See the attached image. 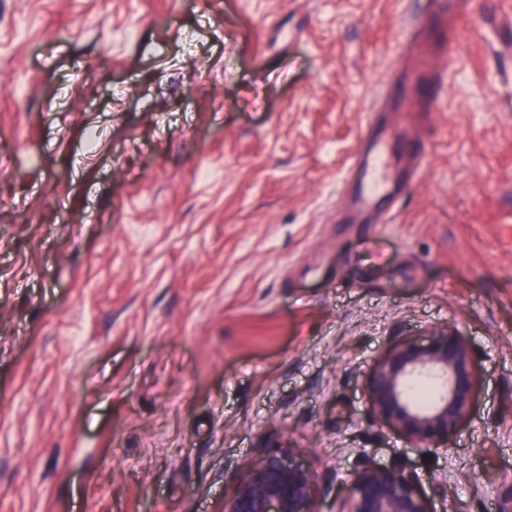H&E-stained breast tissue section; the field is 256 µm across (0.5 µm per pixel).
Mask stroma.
Wrapping results in <instances>:
<instances>
[{
    "label": "stroma",
    "mask_w": 512,
    "mask_h": 512,
    "mask_svg": "<svg viewBox=\"0 0 512 512\" xmlns=\"http://www.w3.org/2000/svg\"><path fill=\"white\" fill-rule=\"evenodd\" d=\"M416 0H0V512H224L292 449L317 512L365 464L512 512V0L452 28L421 176L340 224ZM459 332L448 450L377 422L398 341Z\"/></svg>",
    "instance_id": "stroma-1"
}]
</instances>
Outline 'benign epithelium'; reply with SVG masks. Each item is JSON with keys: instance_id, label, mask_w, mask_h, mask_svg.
Wrapping results in <instances>:
<instances>
[{"instance_id": "obj_1", "label": "benign epithelium", "mask_w": 512, "mask_h": 512, "mask_svg": "<svg viewBox=\"0 0 512 512\" xmlns=\"http://www.w3.org/2000/svg\"><path fill=\"white\" fill-rule=\"evenodd\" d=\"M432 374L441 391L427 404L415 402L410 381ZM476 367L463 337L438 330L427 340L398 342L374 368L368 381L371 411L379 422L400 430L419 447L446 451L448 437L469 419ZM345 512H435L416 480L401 471L372 464L349 475ZM315 473L279 449L255 461L224 500V512H316Z\"/></svg>"}]
</instances>
